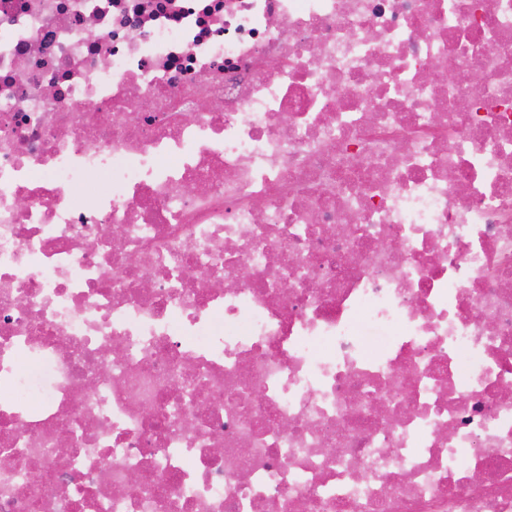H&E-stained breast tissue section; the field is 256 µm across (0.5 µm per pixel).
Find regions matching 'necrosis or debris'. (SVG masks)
Returning a JSON list of instances; mask_svg holds the SVG:
<instances>
[{
  "instance_id": "1",
  "label": "necrosis or debris",
  "mask_w": 512,
  "mask_h": 512,
  "mask_svg": "<svg viewBox=\"0 0 512 512\" xmlns=\"http://www.w3.org/2000/svg\"><path fill=\"white\" fill-rule=\"evenodd\" d=\"M0 512H512V0H0Z\"/></svg>"
}]
</instances>
